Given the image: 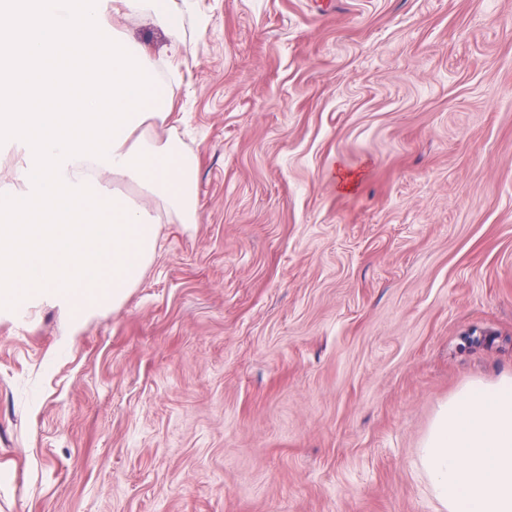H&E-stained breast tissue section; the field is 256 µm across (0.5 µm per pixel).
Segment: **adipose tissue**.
<instances>
[{
    "instance_id": "adipose-tissue-1",
    "label": "adipose tissue",
    "mask_w": 512,
    "mask_h": 512,
    "mask_svg": "<svg viewBox=\"0 0 512 512\" xmlns=\"http://www.w3.org/2000/svg\"><path fill=\"white\" fill-rule=\"evenodd\" d=\"M172 27L175 0H0V141L19 155L0 187V313L49 302L82 322L120 306L162 223L195 224L199 160L159 128L181 122L153 49L107 11ZM134 184L157 207L132 205Z\"/></svg>"
}]
</instances>
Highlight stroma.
I'll list each match as a JSON object with an SVG mask.
<instances>
[{
	"label": "stroma",
	"mask_w": 512,
	"mask_h": 512,
	"mask_svg": "<svg viewBox=\"0 0 512 512\" xmlns=\"http://www.w3.org/2000/svg\"><path fill=\"white\" fill-rule=\"evenodd\" d=\"M114 24L186 49L200 220L79 331L0 316V512H437L439 407L512 374V0Z\"/></svg>",
	"instance_id": "35a3bbf8"
}]
</instances>
